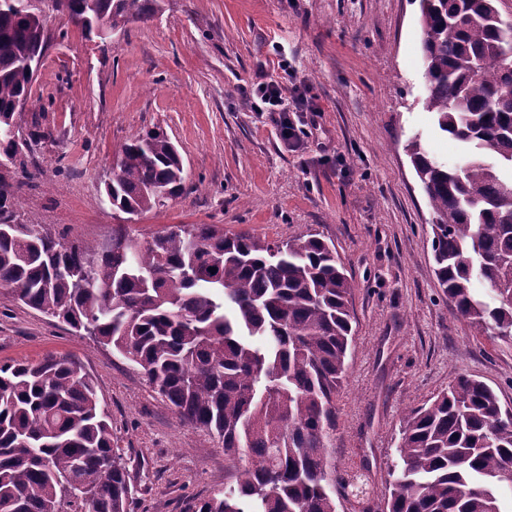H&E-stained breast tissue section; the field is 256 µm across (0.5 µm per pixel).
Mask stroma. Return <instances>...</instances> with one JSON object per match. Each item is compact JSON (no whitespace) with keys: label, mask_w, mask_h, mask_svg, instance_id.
I'll list each match as a JSON object with an SVG mask.
<instances>
[{"label":"stroma","mask_w":512,"mask_h":512,"mask_svg":"<svg viewBox=\"0 0 512 512\" xmlns=\"http://www.w3.org/2000/svg\"><path fill=\"white\" fill-rule=\"evenodd\" d=\"M51 39L22 114L49 138L0 169L20 184L17 220L56 240L103 243L116 225L139 242L174 224H211L269 242L315 234L356 283L354 341L336 401L337 475L384 495L408 408L460 375L512 408V338L456 317L434 273L433 212L406 146L455 165L459 145L424 105L419 0H164L151 21L100 40L50 12ZM290 71L318 107L290 151L245 90ZM162 128L188 191L127 219L105 184L133 134ZM66 355L93 380L129 474V512H193L224 488L214 435L179 420L111 347L76 335L0 286V363Z\"/></svg>","instance_id":"1"}]
</instances>
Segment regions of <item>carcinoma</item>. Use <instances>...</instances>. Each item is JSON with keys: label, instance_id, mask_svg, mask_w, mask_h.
<instances>
[{"label": "carcinoma", "instance_id": "1", "mask_svg": "<svg viewBox=\"0 0 512 512\" xmlns=\"http://www.w3.org/2000/svg\"><path fill=\"white\" fill-rule=\"evenodd\" d=\"M162 0H64L85 33L148 22ZM425 107L465 159L408 151L435 222V274L454 313L512 334V27L499 0H421ZM39 27L0 0V127L50 136L17 115L31 96ZM164 131L124 144L106 185L139 216L186 190ZM21 185L0 184V285L26 306L97 338L138 367L180 420L224 443V491L197 512H336L367 496L364 474L336 478V396L353 342V281L315 234L271 243L174 224L143 246L123 227L112 248L62 243L15 221ZM216 271L211 272L209 268ZM485 281L491 299L474 292ZM383 503L366 512H512V411L460 375L407 411ZM128 473L95 387L69 358L0 364V512H127Z\"/></svg>", "mask_w": 512, "mask_h": 512}]
</instances>
